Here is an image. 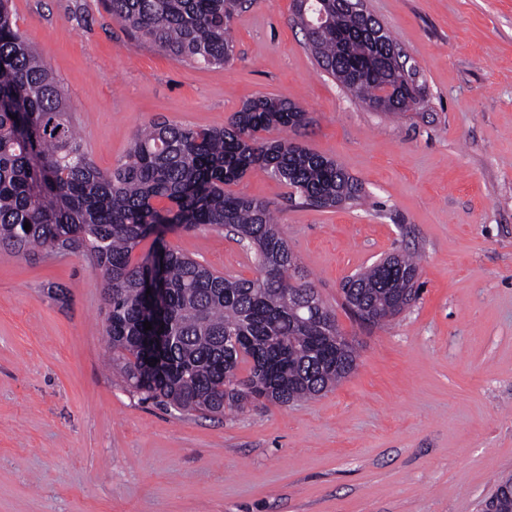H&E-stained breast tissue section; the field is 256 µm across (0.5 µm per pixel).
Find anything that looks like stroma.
I'll list each match as a JSON object with an SVG mask.
<instances>
[{
  "mask_svg": "<svg viewBox=\"0 0 512 512\" xmlns=\"http://www.w3.org/2000/svg\"><path fill=\"white\" fill-rule=\"evenodd\" d=\"M415 62L422 108L368 109L317 65L293 0H248L235 58L189 64L136 43L103 0H13L103 170L157 119L221 128L247 99L308 114L288 139L337 159L363 198L317 209L266 172L267 202L357 351L312 400L221 415L139 400L107 366L105 298L80 252L0 245V512H480L512 476V0H365ZM165 245L250 279L222 229ZM419 258L418 299L362 324L341 284Z\"/></svg>",
  "mask_w": 512,
  "mask_h": 512,
  "instance_id": "stroma-1",
  "label": "stroma"
}]
</instances>
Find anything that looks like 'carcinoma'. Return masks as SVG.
<instances>
[{"label": "carcinoma", "instance_id": "carcinoma-1", "mask_svg": "<svg viewBox=\"0 0 512 512\" xmlns=\"http://www.w3.org/2000/svg\"><path fill=\"white\" fill-rule=\"evenodd\" d=\"M326 20L307 27L295 14L318 66L370 109L417 111L423 92L405 54L366 8L310 0ZM244 0H107L106 9L139 40L185 62L223 66L234 56L231 25ZM307 112L282 97L245 103L222 129L154 121L139 129L125 160L110 171L89 157L60 82L0 0V243L49 255L80 249L102 275L112 370L143 402L192 412L241 411L266 400L289 405L335 387L356 367L334 312L305 280L269 204L228 190L261 168L304 204L333 208L362 198L361 185L331 158L290 139L259 136L305 124ZM31 229H24V223ZM230 228L257 262L253 279L225 276L168 249L160 228ZM154 237L150 252L132 260ZM159 272L154 307L143 288ZM419 267L403 254L345 280L349 307L382 325L418 297ZM152 323L146 331L143 322ZM164 342L146 347L144 337ZM155 359V365L147 363ZM249 364L239 374L240 364ZM512 479L493 496L512 512Z\"/></svg>", "mask_w": 512, "mask_h": 512}]
</instances>
